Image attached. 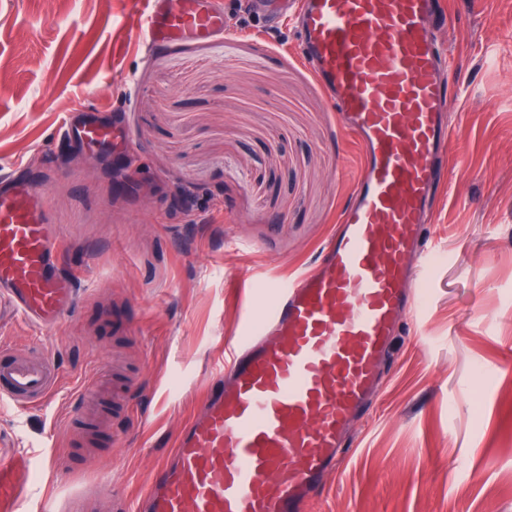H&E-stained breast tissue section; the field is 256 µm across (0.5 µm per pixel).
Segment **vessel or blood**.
<instances>
[{"mask_svg":"<svg viewBox=\"0 0 512 512\" xmlns=\"http://www.w3.org/2000/svg\"><path fill=\"white\" fill-rule=\"evenodd\" d=\"M297 51L343 128L362 174L315 264L278 283L261 325L244 322L133 508L116 512H302L371 407L404 317L421 307L433 259L437 160L451 133L450 72L435 0H293ZM145 45L210 42L227 31L212 0H149ZM80 139L110 143L83 122ZM42 190L0 179V301L39 331L70 311ZM45 354L0 349V400L26 410L58 382ZM28 471L0 463V512H19Z\"/></svg>","mask_w":512,"mask_h":512,"instance_id":"1","label":"vessel or blood"}]
</instances>
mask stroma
I'll return each mask as SVG.
<instances>
[{"mask_svg":"<svg viewBox=\"0 0 512 512\" xmlns=\"http://www.w3.org/2000/svg\"><path fill=\"white\" fill-rule=\"evenodd\" d=\"M250 2L214 0L227 38L148 52V0H0V175L39 173L63 269L80 277L50 334L0 303V343L60 369L47 404L0 401V448L30 472L20 512H114L116 490L134 503L225 339L264 317L347 204L361 149L289 22ZM441 2L455 120L425 298L392 341L376 414L304 512H512V0ZM68 115L117 122L139 186L118 182L123 147L60 138ZM96 369L110 395L84 421Z\"/></svg>","mask_w":512,"mask_h":512,"instance_id":"obj_1","label":"stroma"}]
</instances>
